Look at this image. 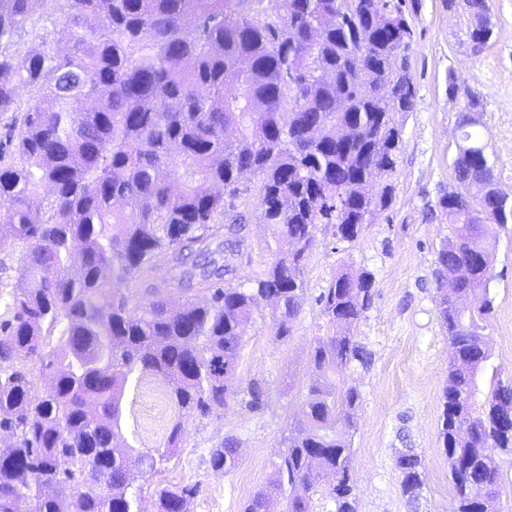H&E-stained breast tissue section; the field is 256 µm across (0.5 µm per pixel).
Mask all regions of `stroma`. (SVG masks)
I'll use <instances>...</instances> for the list:
<instances>
[{"label": "stroma", "instance_id": "35a3bbf8", "mask_svg": "<svg viewBox=\"0 0 512 512\" xmlns=\"http://www.w3.org/2000/svg\"><path fill=\"white\" fill-rule=\"evenodd\" d=\"M412 3L408 17L414 38L407 58L415 99L412 111L395 116L401 148L390 178L392 204L375 211L355 243L338 244L330 234L317 233L305 260L301 311L288 341L274 340L272 304L258 299L237 380L261 382L267 404L255 411L234 405L186 420L173 457L151 476L135 480L140 512H156L155 491L165 484L195 487L189 512H241L266 485L283 434L303 415L309 357L327 326L320 297L344 270L371 271L376 288L373 305L356 328L371 364L344 374L361 395L350 459L358 512H451L452 480L439 427L452 349L439 318L433 275L448 223L434 205L456 185L453 160L469 91L483 103L476 131L498 186L512 197V0H489L494 35L479 52L468 41L466 14L449 12L445 0ZM452 80L460 88L453 96L448 93ZM236 204L250 229L249 247L237 260V281L249 287L269 267L271 230L259 219L255 195L241 196ZM488 251L494 309L488 329L491 358L480 377L485 389L512 382V224L495 230ZM175 416L162 383L146 379L128 392L123 436L136 448L162 446ZM228 436L239 443V463L224 473L211 468L209 457ZM406 448L421 459L423 487L414 504L403 496L395 468L398 452Z\"/></svg>", "mask_w": 512, "mask_h": 512}]
</instances>
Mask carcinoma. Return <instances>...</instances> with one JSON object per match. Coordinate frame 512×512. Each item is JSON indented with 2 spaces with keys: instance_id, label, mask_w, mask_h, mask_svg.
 I'll return each mask as SVG.
<instances>
[{
  "instance_id": "obj_1",
  "label": "carcinoma",
  "mask_w": 512,
  "mask_h": 512,
  "mask_svg": "<svg viewBox=\"0 0 512 512\" xmlns=\"http://www.w3.org/2000/svg\"><path fill=\"white\" fill-rule=\"evenodd\" d=\"M404 2L0 0V246H14L0 276L24 282L0 314V437H10L0 445V512H139L134 474L176 452L187 418L242 393L248 409L266 405L259 382L235 385L256 299L272 296L273 337L287 341L319 228L351 244L392 203L395 114L414 106ZM471 9L480 50L490 7L471 0ZM24 38L38 49L21 57ZM399 54L402 75L392 69ZM479 144L461 124L457 189L435 205L450 229L435 276L453 349L439 429L452 512H499L497 456L512 453V384L484 395L478 383L493 308L478 258L493 225L512 223V202ZM245 171L263 223L275 226L270 268L251 288L236 283L235 264L247 240L235 205L249 192ZM159 262L173 276L150 283ZM462 265L463 309L441 288ZM124 285L139 292L132 307ZM174 294L183 302L172 304ZM374 296L369 271L342 272L321 295L328 332L310 355L306 411L242 512H269L285 492L288 512H311L309 493L328 475L336 512H358L340 428L353 424L361 395L340 375L371 360L354 329ZM19 357L32 367L14 365ZM33 371L52 377L48 391L36 390ZM146 375L177 408L162 450L121 445L124 396ZM209 463L230 472L237 442L218 443ZM395 466L417 501L419 456L406 448ZM194 494L161 486L157 512H188Z\"/></svg>"
}]
</instances>
